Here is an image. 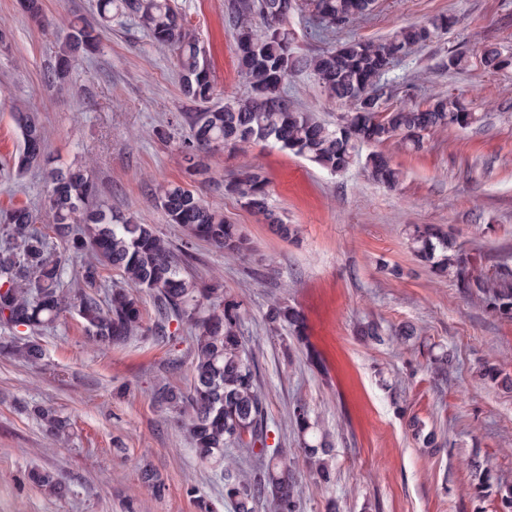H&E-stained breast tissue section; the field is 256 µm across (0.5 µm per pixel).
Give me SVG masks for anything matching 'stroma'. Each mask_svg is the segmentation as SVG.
Segmentation results:
<instances>
[{
    "mask_svg": "<svg viewBox=\"0 0 512 512\" xmlns=\"http://www.w3.org/2000/svg\"><path fill=\"white\" fill-rule=\"evenodd\" d=\"M95 3L42 0L48 23L40 26L17 0H0V28L9 37L8 50L0 52V208L44 204L42 172L12 168L19 145L12 110L22 104L42 125L55 166L88 164L104 207L154 225L177 244L182 231L168 223L154 185L187 183L244 229L254 247L248 263L228 261L201 244L193 273L202 284L220 279L225 296L246 303L244 337L261 345L267 443L286 455L302 512H473L475 481L462 465L469 457L512 483V389L481 376L492 365L512 377V321L488 313L453 277L433 274L407 239L408 225L442 224L474 257L476 269L512 266V68L494 72L480 62L488 46L512 52V0H377L371 15L323 39L307 13H293L288 26L303 54L453 17L448 31L384 75L391 88L384 107H424L432 94L453 92L469 100L481 122L434 132L417 152L358 145V163L336 174L261 143L224 148L207 157V177L193 182L178 138L162 142L150 132L195 106L180 91L172 52L135 25L104 29L99 51L76 60L66 90L45 81L66 24L94 20ZM226 3L173 0L206 53L221 103L248 91L237 72ZM453 50L466 52L469 66L442 69ZM288 98L329 124L341 112L304 71L290 77ZM378 149L403 173L396 189L375 184L363 171V159ZM253 167L269 177L272 204L298 225V241L273 235L263 215L225 196V179ZM274 298L303 313L302 334H269L264 313ZM366 321L385 330L412 324L420 334L404 346L365 341L355 330ZM39 341L45 355L38 364L0 355V512H123L130 500L140 512H197L198 493L216 512H232L222 481L196 457L173 413L152 400L158 383L187 387V330L106 350L86 335L79 317L67 315ZM311 349L319 363L307 361ZM445 353L453 362L441 378L431 363ZM298 398L328 434L331 484L314 479L289 418ZM34 404L69 417L68 445L44 436L27 412ZM413 417L435 433L434 446L415 437ZM146 465L164 481L162 497L142 484ZM34 466L58 473L68 493L52 496L29 483L26 473Z\"/></svg>",
    "mask_w": 512,
    "mask_h": 512,
    "instance_id": "1",
    "label": "stroma"
}]
</instances>
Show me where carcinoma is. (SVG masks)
Wrapping results in <instances>:
<instances>
[{"label": "carcinoma", "mask_w": 512, "mask_h": 512, "mask_svg": "<svg viewBox=\"0 0 512 512\" xmlns=\"http://www.w3.org/2000/svg\"><path fill=\"white\" fill-rule=\"evenodd\" d=\"M375 0H231L228 22L234 31L235 54L250 94L222 105L213 104L209 63L195 36L173 7L172 0H97L101 24L75 19L69 25L63 52L47 70L46 80L64 88L72 58L99 49V31L114 20H131L154 43L176 55L183 95L198 104L182 114L187 125L180 149L185 172L205 174L206 155L216 149L238 147L253 141L270 142L331 172L353 165L359 143H394L418 151L425 136L438 129H466L481 116L466 107L461 97L440 95L426 108L403 105L390 112H365L361 98L382 99L387 85L381 77L395 61L447 30L452 18L439 16L425 24H412L376 40H348L333 49L307 55L292 48L288 19L307 11L316 32L348 26L368 14ZM21 11L32 21L43 18L42 0H19ZM308 72L337 104L345 108L336 125L317 121L288 100L286 85L296 71ZM20 133L17 168H41L47 193L44 207L52 223L38 226L41 215L21 205L0 210V353L30 363L42 360L44 350L35 337L56 326L67 314L77 315L85 332L97 345L110 349L132 339L171 335L170 325L187 326L192 333L189 384L184 389L158 384L153 399L176 414L197 457L220 473L224 501L233 512H257L264 499L273 512H300L296 478L284 458L268 454L265 394L259 382L255 352L242 335L243 301L224 296L216 282L200 286L191 273L193 247L207 243L224 256L245 260L252 247L237 224L210 207L193 190L176 183H159L155 196L168 223L184 232L178 247L151 224L105 210L97 205V190L85 166L65 169L49 166L44 131L30 112H13ZM364 169L376 183L393 188L402 172L390 156L372 153ZM224 195L244 208L267 216L276 234L296 238L298 229L285 222L270 204L268 178L257 169L245 170L224 181ZM409 242L414 255L436 275H453L458 287L476 297L486 311L512 320V269L505 266L491 276L475 275L466 255L441 227L413 224ZM79 264L73 280L65 281L69 262ZM110 267L118 279L102 282L100 270ZM155 304L153 323L145 324L143 298ZM275 333L298 330L300 312L279 299L265 312ZM45 434L56 443L69 439L71 423L56 410L30 408ZM292 419L301 436L315 429L309 407L298 400ZM311 471L319 482L333 480L330 449L324 438L316 444L302 442ZM234 449L255 460L251 468L228 455ZM474 471L477 491L474 512H484L481 502L494 493L501 512H512V485L492 482L490 470L474 459L462 461ZM28 479L50 495L62 496L66 486L58 475L34 468ZM142 482L156 496L165 484L149 467Z\"/></svg>", "instance_id": "1"}]
</instances>
